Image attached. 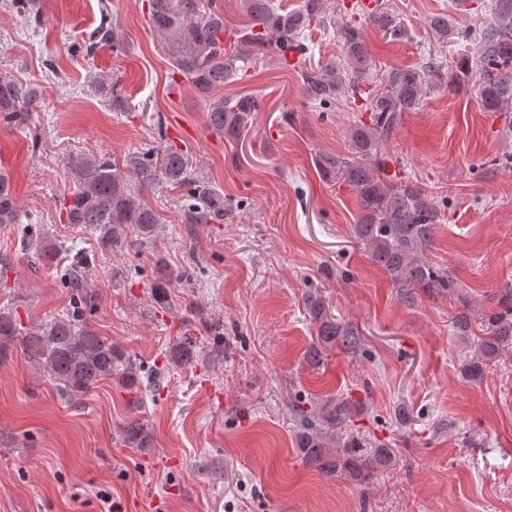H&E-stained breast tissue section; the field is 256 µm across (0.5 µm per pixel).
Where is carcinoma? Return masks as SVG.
<instances>
[{"label": "carcinoma", "instance_id": "obj_1", "mask_svg": "<svg viewBox=\"0 0 512 512\" xmlns=\"http://www.w3.org/2000/svg\"><path fill=\"white\" fill-rule=\"evenodd\" d=\"M149 23L170 40L175 57V74L200 94L211 92L234 80L238 73V54L224 45V15L217 8L204 9V0H147ZM248 18L249 32L244 38V53L275 54L280 64L287 61L284 51H305L302 31L323 23V0H302L296 11L282 12L271 0H240ZM370 25L392 41L406 35L404 23L383 8L368 11ZM438 38L452 34L448 17L437 15L428 23ZM343 59L337 65H316L303 71L308 99L320 107L330 106L342 94L350 98L367 95L371 122L358 121L348 132L352 157L326 156L322 168L327 176L346 183L357 194L360 218L352 233L369 254L373 264L392 285L415 300L416 291L432 298L455 297L457 279L429 260L434 246L440 209L419 185L386 176V157L382 146L405 112L422 105L439 76V66L429 58L421 63L393 69L382 79V88L366 92L365 82L375 64L368 50L364 31L357 23L337 29ZM478 61L464 55L456 62L458 77L472 82L486 112L503 116V127L512 132V0H492L489 23L478 36ZM36 92L25 91L6 74H0V112L18 125L26 122V112ZM258 111L250 95L214 98L207 109V123L221 137L238 140ZM137 183L150 188L159 181L187 188L194 200L184 211L187 224L224 222V196L208 182L192 176L189 160L181 150L169 146L159 157L147 155L131 160ZM74 188L66 206V223L84 224L97 232L96 242L110 249L119 244L124 226H137L143 239L150 238L160 223L159 215L139 203L125 176L101 157H84L69 163ZM18 207L6 177L0 174V224H13ZM464 310L453 316L460 336L480 332L477 350L465 361L462 376L478 379L488 363L498 358L504 346L512 345V286L497 295V309L483 313L460 298ZM304 305L318 326V346L310 361L319 360L322 348L334 344L354 353L361 346L359 329L342 322L331 313L326 297L318 288L305 293ZM19 344L27 359L41 368L60 389L71 397L80 396L99 382L117 376L125 386L136 382V369L116 345L93 329L69 318H60L37 328H24L13 312L0 310V354ZM294 415L299 427L297 447L306 463L320 471L366 486L381 470L396 466L397 456L390 448H374L364 435L352 430L354 409L350 401L338 399L322 405L297 403ZM126 441L141 446L148 431L131 423L124 432Z\"/></svg>", "mask_w": 512, "mask_h": 512}]
</instances>
